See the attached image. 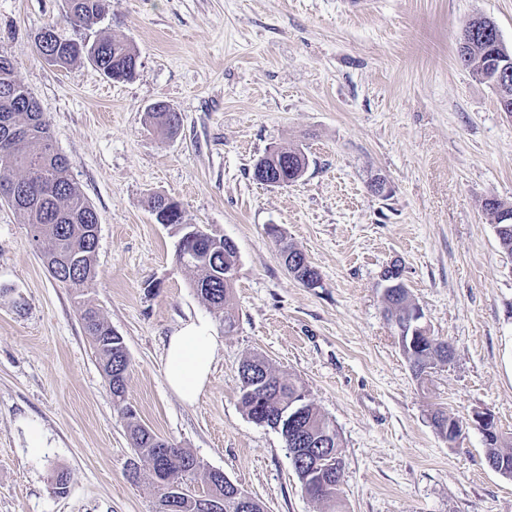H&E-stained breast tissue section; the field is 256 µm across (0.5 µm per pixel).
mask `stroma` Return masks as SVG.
<instances>
[{"instance_id": "obj_1", "label": "stroma", "mask_w": 512, "mask_h": 512, "mask_svg": "<svg viewBox=\"0 0 512 512\" xmlns=\"http://www.w3.org/2000/svg\"><path fill=\"white\" fill-rule=\"evenodd\" d=\"M66 11V0H0V54L99 215L87 299L124 338L127 401L142 422L265 512H323L281 435L241 408L239 366L260 355L335 423L343 512H512V477L488 466L482 433L466 426L451 444L431 422L439 408L487 412L512 446V254L482 207L512 205V114L457 60L479 15L512 50V0H371L356 14L345 0H109L88 30ZM48 23L64 39L129 42L133 79L109 80L83 59L47 63L34 36ZM159 102L181 114L174 138L153 129ZM273 146L306 153L299 181L254 179ZM376 177L384 194L368 187ZM153 194L235 242L232 332L179 265L177 234L147 206ZM285 243L320 287L287 272ZM42 252L0 202V512H154L148 477H128L125 422L77 300ZM396 259L432 335L454 351L422 382L385 315L380 275ZM197 317L213 321L219 343L190 406L165 383L164 343Z\"/></svg>"}]
</instances>
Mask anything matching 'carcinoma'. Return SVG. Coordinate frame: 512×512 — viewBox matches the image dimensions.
<instances>
[{
  "label": "carcinoma",
  "instance_id": "cac0c4a2",
  "mask_svg": "<svg viewBox=\"0 0 512 512\" xmlns=\"http://www.w3.org/2000/svg\"><path fill=\"white\" fill-rule=\"evenodd\" d=\"M107 8V0H68V21L82 29H90L101 19ZM494 38L481 30L471 38L467 47V66L470 73L485 83H491L503 54L493 48ZM41 53L53 57L52 64L64 66L78 59H88L105 77L113 81H125L135 74L138 60L136 49L129 43L112 38H99L93 42L83 39H63L56 35L38 45ZM31 93L16 76L11 58L0 55V185L28 182L39 186L38 195L8 204L28 224L32 240L45 243L47 252H57L69 263L63 275L53 279L65 285L80 297L91 288L96 277L97 251L88 240V228L94 207L79 190L69 174L66 158L54 155L50 125L43 112H31L25 100ZM156 128L166 131L181 125V116L174 108L150 112ZM160 224L168 223L180 237L182 212L165 208L156 217ZM180 265L196 272V288L208 305L222 313V322L235 325V315L229 307L233 285L224 282V266L228 256L224 252V238L206 237L201 241H186L183 252L177 254ZM85 334L90 338L95 359L101 369L112 373L121 381L118 387H110L113 401L122 407L128 437L137 459L150 465V476H155L157 459L155 448L159 436L138 420L136 413L124 405L130 376V360L121 353L123 338L94 306L85 303L80 315ZM242 381L240 403L251 421L272 422L278 413V404L304 389L295 378H284L276 373L267 359L256 355L245 360L239 368ZM332 431L320 449L340 453L338 432L333 423L321 411L309 404L307 414L299 422L297 437L280 432L285 448L297 449L288 453V461L296 473L303 490L313 499L336 508L337 487L343 472L328 475L310 467L306 449L316 440L321 428ZM194 455L184 448L170 446V458L165 472L170 483L188 487L200 469L193 467Z\"/></svg>",
  "mask_w": 512,
  "mask_h": 512
}]
</instances>
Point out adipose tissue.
<instances>
[{
  "label": "adipose tissue",
  "instance_id": "ef3b65f1",
  "mask_svg": "<svg viewBox=\"0 0 512 512\" xmlns=\"http://www.w3.org/2000/svg\"><path fill=\"white\" fill-rule=\"evenodd\" d=\"M218 338L210 322L194 319L168 336L164 375L169 389L184 403H195L206 387Z\"/></svg>",
  "mask_w": 512,
  "mask_h": 512
}]
</instances>
